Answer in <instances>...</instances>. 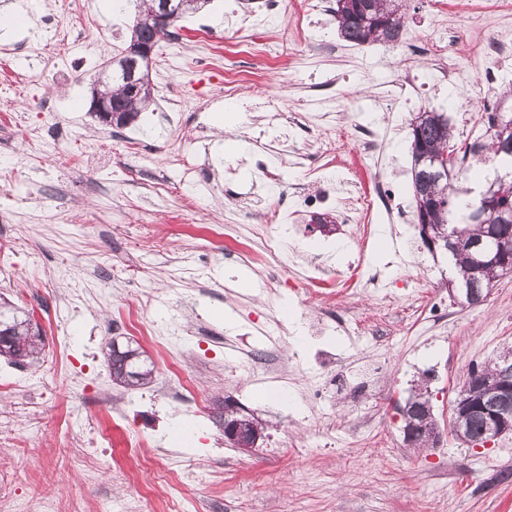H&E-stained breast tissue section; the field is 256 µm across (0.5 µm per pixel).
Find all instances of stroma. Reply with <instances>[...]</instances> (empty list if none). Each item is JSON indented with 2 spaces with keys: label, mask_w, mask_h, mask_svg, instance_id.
Wrapping results in <instances>:
<instances>
[{
  "label": "stroma",
  "mask_w": 512,
  "mask_h": 512,
  "mask_svg": "<svg viewBox=\"0 0 512 512\" xmlns=\"http://www.w3.org/2000/svg\"><path fill=\"white\" fill-rule=\"evenodd\" d=\"M259 9L265 0H210L180 21L175 40L159 42L151 71L155 103L137 125L112 131L89 112L91 79L129 35L130 15L110 0H83L54 28V0H0L21 23L0 35V298L29 312L43 335L38 359L14 365L0 358V380L21 381L0 392V512H164L171 478H185L194 512H512V434L492 447L471 448L450 432L453 402L472 365L512 349V274L487 302L470 306L448 294L453 273L446 254L430 253L415 220L373 217L366 232L344 223V201L327 211L336 230H314L300 215L302 235L271 228L260 212L234 225L225 253L204 254V228L224 223L238 202L224 191V169L274 143L247 137L266 123L224 100V66L204 55L193 35L206 24L231 44L225 16L237 2ZM411 0L396 44L347 47L336 24L335 52L286 38L285 57L261 64L244 99L277 96L284 109L318 107L310 79L336 101V119L378 128L380 151L356 159L369 184L390 188L394 208L414 213L410 122L423 111L447 116L457 140L485 131L480 88L427 90L404 104L392 96L405 72H426L430 50L407 52L419 27L447 31L452 53L483 41L479 14L512 13V0ZM40 45V60L27 50ZM26 73L16 82L12 72ZM323 94V95H324ZM194 104L176 111L179 101ZM223 124H215V113ZM318 148L315 133L298 134L299 165L286 174L289 201L312 186L303 165ZM197 164L211 188L179 180L178 161ZM281 241L262 261L267 232ZM341 282L352 270L378 275L373 284L326 298L296 290L303 269ZM262 285L239 287L241 277ZM139 307L165 337L169 361L153 340L132 335L118 312ZM358 324L318 332L309 324L328 309ZM231 322H224L223 313ZM131 341L155 366L147 389L112 382L105 353L110 339ZM336 355L327 373L324 352ZM270 357L268 373L250 375L254 355ZM195 384L196 395L173 401L164 390L168 363ZM429 382L440 441L410 450L399 407L419 379ZM231 398L270 427L252 452L224 439L210 399ZM122 414L112 443L92 448L100 417Z\"/></svg>",
  "instance_id": "obj_1"
}]
</instances>
